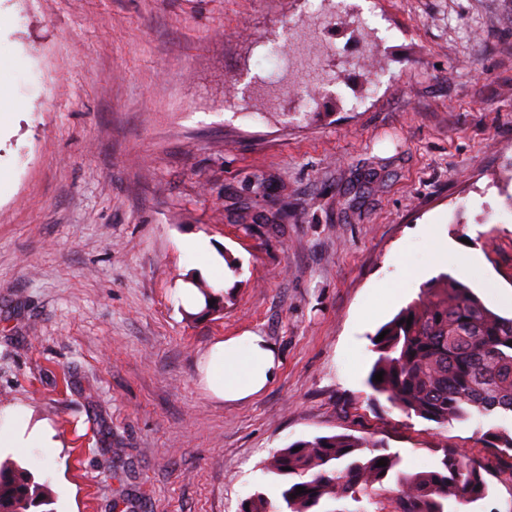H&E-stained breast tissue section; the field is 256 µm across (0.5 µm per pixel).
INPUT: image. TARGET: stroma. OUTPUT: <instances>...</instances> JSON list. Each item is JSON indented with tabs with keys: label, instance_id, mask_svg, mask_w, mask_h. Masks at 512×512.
Here are the masks:
<instances>
[{
	"label": "stroma",
	"instance_id": "1",
	"mask_svg": "<svg viewBox=\"0 0 512 512\" xmlns=\"http://www.w3.org/2000/svg\"><path fill=\"white\" fill-rule=\"evenodd\" d=\"M0 410L46 420L54 512H239L265 460L384 440L413 471L512 417L448 427L374 399L371 338L440 275L422 236L480 253L465 283L512 317V0H346L307 116L263 45L301 0H0ZM262 176L263 185L251 182ZM224 309L189 316L182 244ZM247 332L276 378L209 397L199 356Z\"/></svg>",
	"mask_w": 512,
	"mask_h": 512
}]
</instances>
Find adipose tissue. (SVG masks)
<instances>
[{"label": "adipose tissue", "instance_id": "adipose-tissue-1", "mask_svg": "<svg viewBox=\"0 0 512 512\" xmlns=\"http://www.w3.org/2000/svg\"><path fill=\"white\" fill-rule=\"evenodd\" d=\"M202 362L210 395L230 402L260 393L275 379L280 366L274 345L254 333L216 341L205 350ZM52 436L46 424L32 422L25 408L0 411V448L45 451L54 445Z\"/></svg>", "mask_w": 512, "mask_h": 512}]
</instances>
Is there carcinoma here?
<instances>
[{"label":"carcinoma","instance_id":"1","mask_svg":"<svg viewBox=\"0 0 512 512\" xmlns=\"http://www.w3.org/2000/svg\"><path fill=\"white\" fill-rule=\"evenodd\" d=\"M193 285L214 301L201 314L223 310V296L201 281ZM385 330L373 342L377 358L366 383L407 415L444 427L475 414L512 413V318L488 309L467 286L439 275L377 333ZM380 371L383 381L376 382ZM382 458L387 465L379 467ZM264 471L277 483L275 497L258 490L240 512H328V503L347 498L366 502L363 512H468L487 497L486 476L512 486V433H491L473 456L445 447L440 465L425 471L407 469L381 441L319 436L274 452ZM298 487L305 492L296 493ZM50 504L47 484L0 461V512Z\"/></svg>","mask_w":512,"mask_h":512}]
</instances>
